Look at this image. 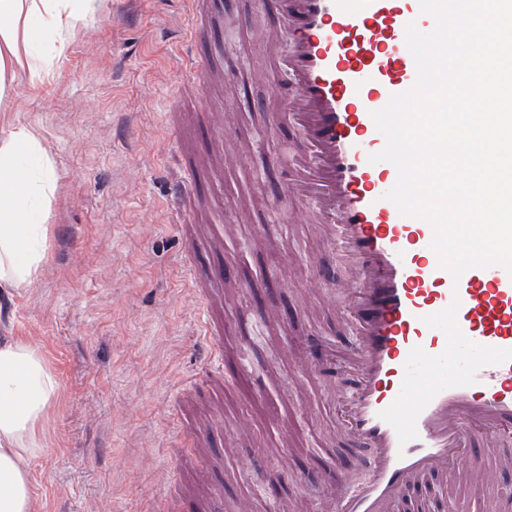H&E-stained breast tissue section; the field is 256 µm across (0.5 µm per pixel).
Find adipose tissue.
I'll list each match as a JSON object with an SVG mask.
<instances>
[{"label": "adipose tissue", "instance_id": "adipose-tissue-1", "mask_svg": "<svg viewBox=\"0 0 512 512\" xmlns=\"http://www.w3.org/2000/svg\"><path fill=\"white\" fill-rule=\"evenodd\" d=\"M91 0H0V95L17 70L39 80L51 60L36 40H61ZM55 191L51 159L28 125L0 131V288L33 284L46 257L48 213ZM57 392L37 351L19 339L0 342V512H31L28 460Z\"/></svg>", "mask_w": 512, "mask_h": 512}]
</instances>
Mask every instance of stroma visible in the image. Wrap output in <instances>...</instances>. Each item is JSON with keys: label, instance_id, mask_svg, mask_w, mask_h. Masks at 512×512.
I'll list each match as a JSON object with an SVG mask.
<instances>
[{"label": "stroma", "instance_id": "stroma-1", "mask_svg": "<svg viewBox=\"0 0 512 512\" xmlns=\"http://www.w3.org/2000/svg\"><path fill=\"white\" fill-rule=\"evenodd\" d=\"M216 17L226 74L210 97L242 100L224 117L237 152L225 164L195 113L170 114L188 67L183 0H96L52 74L18 75L0 104V127L29 125L56 174L46 260L31 286L0 293V338L25 339L58 382L30 460L33 512H328L335 484L310 488L306 472L339 460L358 473L359 449L336 430L347 379L304 365L307 336L334 348L347 334L340 304L309 286L317 267L344 261L284 195L295 133L267 121L278 21L259 0H223ZM190 154L192 222L220 241L197 256L224 298L211 313L224 325L214 391L168 205ZM185 383L209 429L186 458L169 412Z\"/></svg>", "mask_w": 512, "mask_h": 512}]
</instances>
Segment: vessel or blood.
I'll return each mask as SVG.
<instances>
[{
  "label": "vessel or blood",
  "instance_id": "1",
  "mask_svg": "<svg viewBox=\"0 0 512 512\" xmlns=\"http://www.w3.org/2000/svg\"><path fill=\"white\" fill-rule=\"evenodd\" d=\"M187 2L184 87L203 98L224 57L200 49L215 21L211 0ZM262 4L280 20L270 84L281 106L268 120L291 119L296 134L287 191L352 271L342 280L320 267L312 280L348 298L351 390L339 420L348 441L368 451L366 479L347 486L332 512H396L405 492L435 473L479 495L489 467L512 468V274L493 265L453 278L431 247V226L384 200L396 167L367 160L386 145L372 111L416 83L406 27L426 33L435 20L419 0ZM180 230L197 302L215 307L194 272L192 227ZM478 439L486 442L479 462L468 449Z\"/></svg>",
  "mask_w": 512,
  "mask_h": 512
}]
</instances>
